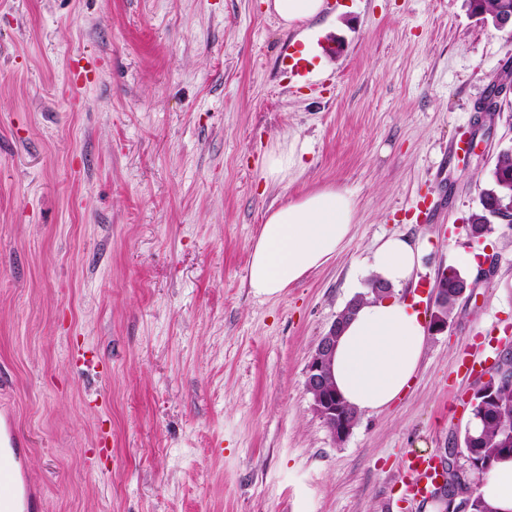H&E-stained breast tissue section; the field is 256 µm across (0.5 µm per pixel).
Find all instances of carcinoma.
<instances>
[{"instance_id":"obj_1","label":"carcinoma","mask_w":512,"mask_h":512,"mask_svg":"<svg viewBox=\"0 0 512 512\" xmlns=\"http://www.w3.org/2000/svg\"><path fill=\"white\" fill-rule=\"evenodd\" d=\"M505 5L512 8V0H468L470 12L487 24L494 22V18ZM503 194H512L511 151L499 156L491 179L480 192L482 205L468 217L471 240L474 244H479L482 238L486 239L503 231L502 225L489 221L495 200ZM472 410V419L478 421L480 427L472 425L464 432L465 452L469 454L476 448L478 455L494 462L504 455H511L512 445L507 446L503 443L502 431L512 426V382L503 381L497 384L491 395L480 398Z\"/></svg>"}]
</instances>
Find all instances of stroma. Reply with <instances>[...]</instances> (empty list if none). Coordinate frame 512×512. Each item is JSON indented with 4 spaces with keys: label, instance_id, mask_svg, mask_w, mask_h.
<instances>
[{
    "label": "stroma",
    "instance_id": "1",
    "mask_svg": "<svg viewBox=\"0 0 512 512\" xmlns=\"http://www.w3.org/2000/svg\"><path fill=\"white\" fill-rule=\"evenodd\" d=\"M303 34L344 47L292 80ZM74 55L96 63L76 98ZM509 65L512 30L466 0H330L289 30L260 0H0V411L43 512H430L403 468L461 444L475 367L512 344V231L405 394L346 441L305 372L380 239L431 246L406 298L471 251L512 151V92L492 94ZM284 145L301 166L264 183ZM327 186L358 204L342 252L255 296L267 210ZM502 194H512V152L507 151L501 154L497 160L492 172L491 179L481 190L480 196L483 199L482 205L471 212L468 217L469 228L471 231L470 240L475 246H479L481 238L487 239L491 235L504 232L502 224H510L512 229V203L505 208L499 202L496 206L497 218L501 224H491L489 221L490 213L495 209V200Z\"/></svg>",
    "mask_w": 512,
    "mask_h": 512
}]
</instances>
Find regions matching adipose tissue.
<instances>
[{
    "instance_id": "obj_1",
    "label": "adipose tissue",
    "mask_w": 512,
    "mask_h": 512,
    "mask_svg": "<svg viewBox=\"0 0 512 512\" xmlns=\"http://www.w3.org/2000/svg\"><path fill=\"white\" fill-rule=\"evenodd\" d=\"M266 15L285 29L323 16L325 0H262ZM357 202L327 187L269 210L250 245L247 284L258 296H274L343 249L355 222ZM422 244L402 235L384 238L370 269L393 294L370 298L343 324L332 353V380L356 414L388 408L410 386L426 348L427 321L418 300L397 290L408 283ZM478 493L493 512H512V457L497 461Z\"/></svg>"
}]
</instances>
